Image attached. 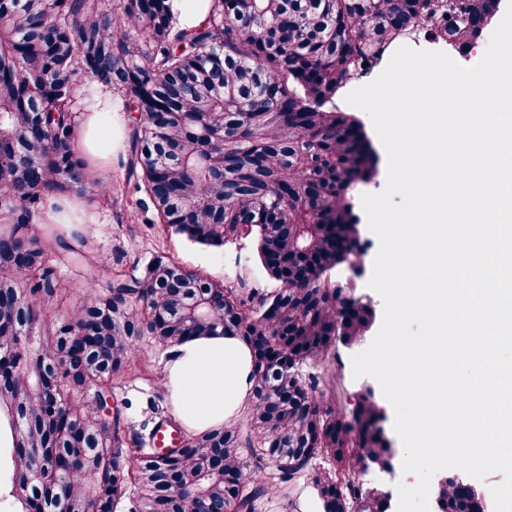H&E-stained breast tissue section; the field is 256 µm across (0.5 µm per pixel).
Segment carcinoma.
Segmentation results:
<instances>
[{
	"label": "carcinoma",
	"mask_w": 512,
	"mask_h": 512,
	"mask_svg": "<svg viewBox=\"0 0 512 512\" xmlns=\"http://www.w3.org/2000/svg\"><path fill=\"white\" fill-rule=\"evenodd\" d=\"M495 0H212L190 30L167 0H0V385L18 434L14 479L29 512H257L280 497L297 509L313 483L322 512H385L355 478L395 451L362 396L358 428L298 367L358 343L373 309L326 273L361 256L355 188L378 157L337 92L418 29L463 51ZM88 77L144 113L130 130L128 176L144 208L191 242L244 236L275 283L224 287L156 255L143 275L97 289L87 234L56 224L30 233L57 194L98 187L76 144L75 89ZM248 231H243V225ZM82 270V300L53 307L57 263ZM203 331L244 337L253 352L246 424L182 431L168 455L100 411L143 337L172 346ZM436 512H481L450 479Z\"/></svg>",
	"instance_id": "cac0c4a2"
}]
</instances>
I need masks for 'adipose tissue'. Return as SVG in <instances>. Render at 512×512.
Listing matches in <instances>:
<instances>
[{
    "label": "adipose tissue",
    "instance_id": "ef3b65f1",
    "mask_svg": "<svg viewBox=\"0 0 512 512\" xmlns=\"http://www.w3.org/2000/svg\"><path fill=\"white\" fill-rule=\"evenodd\" d=\"M83 120L77 145L91 164L111 163L124 145L117 119L121 100L110 88L94 84L80 102ZM253 356L240 336L202 334L170 347L165 385L173 416L188 430L202 432L235 424L252 400ZM17 432L10 413L0 407V512H27L14 485Z\"/></svg>",
    "mask_w": 512,
    "mask_h": 512
}]
</instances>
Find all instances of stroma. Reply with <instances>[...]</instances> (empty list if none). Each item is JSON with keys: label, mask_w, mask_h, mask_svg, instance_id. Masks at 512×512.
<instances>
[{"label": "stroma", "mask_w": 512, "mask_h": 512, "mask_svg": "<svg viewBox=\"0 0 512 512\" xmlns=\"http://www.w3.org/2000/svg\"><path fill=\"white\" fill-rule=\"evenodd\" d=\"M102 175L111 188L109 202H102L92 191L82 195L81 200L87 212L94 217L89 227L88 252L94 261L110 268L113 277L122 278L140 271L151 256L165 253L187 270L220 284L242 277L258 287H270L271 282L259 262L253 239L242 238L220 248L193 243L168 226L155 222L154 212L142 206L144 193L128 182L120 163L103 169ZM360 234L366 244L361 257V275H353L343 264L333 269L330 277L332 281L343 284L347 294L370 302L374 311L373 323L378 326L383 319V300L369 287L368 281L379 242L368 226H361ZM373 338V333L369 332L364 341L350 347H339L336 363L328 369L315 371L320 380V390L332 397L342 409H351L357 394L370 382L369 377L353 376L351 358L364 351ZM166 360V347L152 339H144L134 361L112 383L110 409L122 410L125 421L135 426L150 418L148 406L152 403L157 404L162 415H170L164 389Z\"/></svg>", "instance_id": "stroma-1"}]
</instances>
